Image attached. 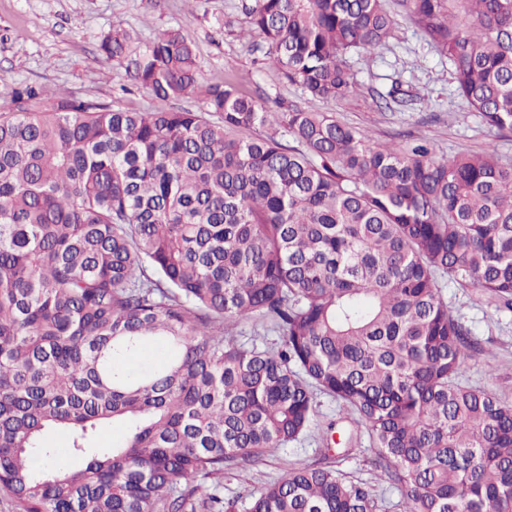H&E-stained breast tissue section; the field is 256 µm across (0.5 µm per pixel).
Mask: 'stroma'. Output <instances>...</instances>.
<instances>
[{
	"mask_svg": "<svg viewBox=\"0 0 512 512\" xmlns=\"http://www.w3.org/2000/svg\"><path fill=\"white\" fill-rule=\"evenodd\" d=\"M251 0H0V106L14 87L38 84L123 108L158 109L162 103L135 87L124 65L100 52L104 35L115 25L135 30L150 43L169 28H182L194 42L206 81L232 85L274 112L299 102L302 91L288 84L273 67L260 63L257 38L249 34L246 5ZM396 29L393 38L374 52L350 55L347 67L357 83L356 96L346 100L309 101L318 112L364 132L376 142L423 138L436 157L479 153L494 148L512 163V134L488 128L454 91L452 66L425 40L412 17L389 0ZM400 81L409 95L378 107V95ZM449 310L471 327L489 356L469 360L465 382L512 404V309L474 288L440 283ZM318 427L300 440L270 450L246 463L224 467L225 498L247 512L254 494L277 479L283 466L332 467L347 479L372 486L377 512H402L400 492L371 464L368 439L345 450L323 447L324 425L349 423V412L330 397L315 398Z\"/></svg>",
	"mask_w": 512,
	"mask_h": 512,
	"instance_id": "stroma-1",
	"label": "stroma"
}]
</instances>
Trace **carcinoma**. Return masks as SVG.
I'll return each instance as SVG.
<instances>
[{
	"instance_id": "1",
	"label": "carcinoma",
	"mask_w": 512,
	"mask_h": 512,
	"mask_svg": "<svg viewBox=\"0 0 512 512\" xmlns=\"http://www.w3.org/2000/svg\"><path fill=\"white\" fill-rule=\"evenodd\" d=\"M483 123L512 133V0H397ZM308 100L393 35L386 0H254ZM105 56L160 101L20 86L0 112V496L13 512H236L197 480L348 406L403 512H512V405L462 383L475 350L439 280L512 308V164L374 142L298 103L203 80L193 43L115 25ZM289 136L296 145L283 143ZM261 318L274 350L224 335ZM125 440L97 443L112 423ZM71 433L76 466L44 434ZM373 488L285 466L249 512H376Z\"/></svg>"
}]
</instances>
